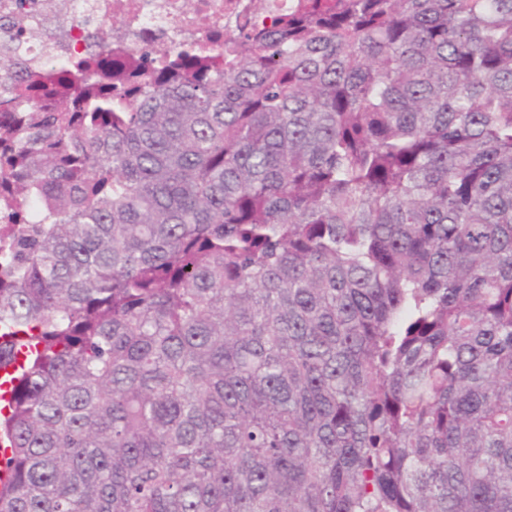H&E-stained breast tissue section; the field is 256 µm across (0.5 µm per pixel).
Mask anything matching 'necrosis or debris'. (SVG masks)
<instances>
[{
    "label": "necrosis or debris",
    "mask_w": 512,
    "mask_h": 512,
    "mask_svg": "<svg viewBox=\"0 0 512 512\" xmlns=\"http://www.w3.org/2000/svg\"><path fill=\"white\" fill-rule=\"evenodd\" d=\"M300 0H64L69 25L29 43L27 72L39 78L48 60L73 56L90 44H107L104 64L146 48L155 67L170 52L223 42L225 33L260 20L273 22L295 10Z\"/></svg>",
    "instance_id": "4bbe7bcc"
}]
</instances>
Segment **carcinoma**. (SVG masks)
Listing matches in <instances>:
<instances>
[{"label":"carcinoma","instance_id":"cac0c4a2","mask_svg":"<svg viewBox=\"0 0 512 512\" xmlns=\"http://www.w3.org/2000/svg\"><path fill=\"white\" fill-rule=\"evenodd\" d=\"M38 32L0 512H512V0H306L83 112Z\"/></svg>","mask_w":512,"mask_h":512}]
</instances>
